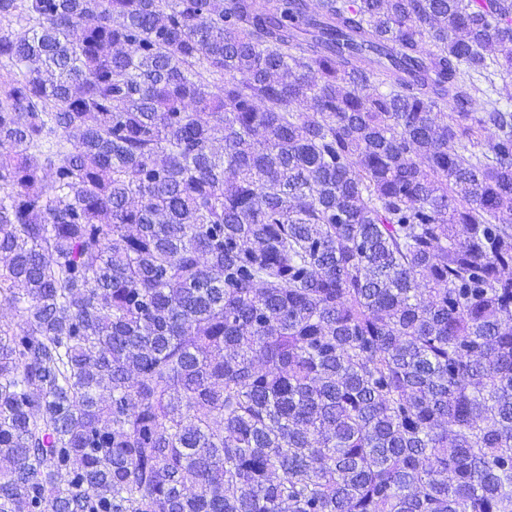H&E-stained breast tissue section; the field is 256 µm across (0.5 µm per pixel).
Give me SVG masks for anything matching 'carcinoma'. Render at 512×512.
<instances>
[{"instance_id": "carcinoma-1", "label": "carcinoma", "mask_w": 512, "mask_h": 512, "mask_svg": "<svg viewBox=\"0 0 512 512\" xmlns=\"http://www.w3.org/2000/svg\"><path fill=\"white\" fill-rule=\"evenodd\" d=\"M504 71L512 0H0V512H512Z\"/></svg>"}]
</instances>
